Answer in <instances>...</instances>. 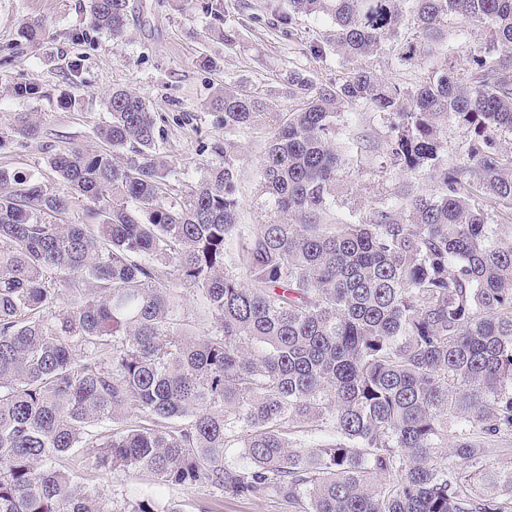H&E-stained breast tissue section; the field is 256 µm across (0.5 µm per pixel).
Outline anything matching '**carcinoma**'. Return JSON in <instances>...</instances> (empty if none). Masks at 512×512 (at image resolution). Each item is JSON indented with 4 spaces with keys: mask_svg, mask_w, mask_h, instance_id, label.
<instances>
[{
    "mask_svg": "<svg viewBox=\"0 0 512 512\" xmlns=\"http://www.w3.org/2000/svg\"><path fill=\"white\" fill-rule=\"evenodd\" d=\"M224 44V0H199ZM295 53L334 54L341 77L288 71L296 112L219 87L224 132L268 137L263 224L240 223L234 145L224 163L172 183L157 116L129 88L91 152L59 149L64 183L0 165V512H181L116 499L80 481L74 454L114 475L271 501L279 512H512V0H271ZM88 23L119 39L129 0H87ZM325 15L323 39L298 15ZM464 20L482 41L461 68L439 44ZM43 24L19 38L40 44ZM427 61L386 80L365 58ZM45 96L37 83L4 88ZM361 105L384 132L385 167L427 173L435 194L399 193L358 222L339 211L336 118ZM464 137L448 164V126ZM33 112L0 128V149L37 138ZM90 224H65L73 199ZM196 297L203 314H191ZM209 323L198 331L199 321ZM324 438L302 444L304 428ZM294 27L300 36L311 39L332 29V23L331 20L324 17L298 16L295 19Z\"/></svg>",
    "mask_w": 512,
    "mask_h": 512,
    "instance_id": "carcinoma-1",
    "label": "carcinoma"
}]
</instances>
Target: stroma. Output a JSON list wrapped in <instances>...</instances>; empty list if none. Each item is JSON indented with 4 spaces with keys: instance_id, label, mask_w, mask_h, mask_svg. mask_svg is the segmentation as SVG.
<instances>
[{
    "instance_id": "35a3bbf8",
    "label": "stroma",
    "mask_w": 512,
    "mask_h": 512,
    "mask_svg": "<svg viewBox=\"0 0 512 512\" xmlns=\"http://www.w3.org/2000/svg\"><path fill=\"white\" fill-rule=\"evenodd\" d=\"M87 0H0V85L16 80L44 87L40 100L0 96V116L11 112H37L42 133L37 140L11 144L0 151V164L20 171H43L54 180L47 157L60 148L93 149L98 145L95 130L107 119L105 97L117 87H128L145 97L154 113L166 119L163 147L185 166L190 176H200L204 167L222 161L201 148L202 141H223L224 126L205 103L213 86L250 89L264 93L271 108L294 111L299 101L288 96L286 79L291 69L304 68L316 82L338 77L342 62L329 56L326 62L310 65L294 54L287 40L272 35L260 25L239 27V19L269 15L267 0H229L226 19L238 26L240 36L234 45H224L209 29V20L197 0L173 7L169 0H131L133 8L126 35L118 40L104 32L87 29ZM41 20L47 36L43 44L30 48L17 42L21 25ZM84 39H77L80 30ZM215 60L218 69L210 71L197 63L199 56ZM81 59L86 84L74 87L66 64ZM76 92L74 109L59 108L60 94ZM382 122L377 113L361 107L347 109L338 124L336 144L347 166L337 185L341 198L358 203V215L371 207L389 202L403 183L417 191L434 193L438 184L421 174L403 175L381 168L378 159L358 154L357 146L366 139L380 137ZM239 161L236 176L240 188L241 221L259 224L269 217L265 199L259 192V159L265 132L256 127L232 136ZM85 484L115 495H149L175 500L183 512H277L272 504L259 500L224 498L216 502L201 490L172 489L159 484L146 470L113 478L111 472L97 470L80 462L77 467Z\"/></svg>"
}]
</instances>
